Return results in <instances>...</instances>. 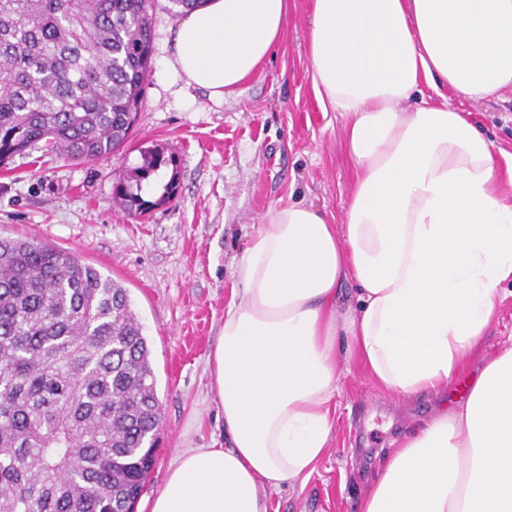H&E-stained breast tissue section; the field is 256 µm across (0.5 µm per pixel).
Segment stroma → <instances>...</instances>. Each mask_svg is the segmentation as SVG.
Returning <instances> with one entry per match:
<instances>
[{"label":"stroma","instance_id":"35a3bbf8","mask_svg":"<svg viewBox=\"0 0 512 512\" xmlns=\"http://www.w3.org/2000/svg\"><path fill=\"white\" fill-rule=\"evenodd\" d=\"M283 42L234 95L183 88L167 67L178 17L155 0L153 55L144 106L125 147L89 163L41 150L0 167V235L38 239L78 254L128 289L152 351L161 420L154 462L134 512H150L177 452L225 448L224 416L210 388L208 354L242 250L274 203L303 201L339 224L354 185L339 113L322 111L305 51L310 0H288ZM498 149L512 153V100L460 102ZM175 154L180 184L162 199L169 170L142 185L155 206L133 216L115 188L142 162L139 151ZM512 346V284L460 374ZM448 400L386 392L351 362L335 397L333 440L307 482L274 497L277 512H359L366 480L414 418Z\"/></svg>","mask_w":512,"mask_h":512}]
</instances>
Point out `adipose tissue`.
<instances>
[{"mask_svg": "<svg viewBox=\"0 0 512 512\" xmlns=\"http://www.w3.org/2000/svg\"><path fill=\"white\" fill-rule=\"evenodd\" d=\"M286 15L287 0H208L178 21L168 66L224 99ZM308 28L314 94L341 113L355 171L344 220L269 208L208 357L230 445L182 452L151 512H270L329 447L343 364L403 397L443 391L512 282V154L442 94L512 95V0H312ZM360 510L512 512L511 347L382 458Z\"/></svg>", "mask_w": 512, "mask_h": 512, "instance_id": "1", "label": "adipose tissue"}]
</instances>
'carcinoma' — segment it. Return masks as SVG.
Returning a JSON list of instances; mask_svg holds the SVG:
<instances>
[{
  "label": "carcinoma",
  "mask_w": 512,
  "mask_h": 512,
  "mask_svg": "<svg viewBox=\"0 0 512 512\" xmlns=\"http://www.w3.org/2000/svg\"><path fill=\"white\" fill-rule=\"evenodd\" d=\"M153 0H0V165L39 147L79 163L128 141ZM143 151L118 203L157 202ZM161 405L128 290L73 252L0 238V512H133Z\"/></svg>",
  "instance_id": "obj_1"
}]
</instances>
